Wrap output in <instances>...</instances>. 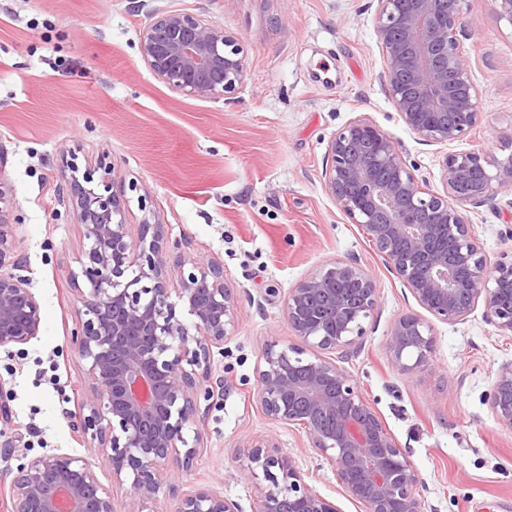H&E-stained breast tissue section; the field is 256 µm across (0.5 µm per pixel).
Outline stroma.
I'll return each instance as SVG.
<instances>
[{"instance_id":"35a3bbf8","label":"stroma","mask_w":512,"mask_h":512,"mask_svg":"<svg viewBox=\"0 0 512 512\" xmlns=\"http://www.w3.org/2000/svg\"><path fill=\"white\" fill-rule=\"evenodd\" d=\"M376 0H0V175L14 187L13 232L42 307L37 339L0 348V380L12 419L0 446L34 458L84 454L72 415L84 385L71 344L77 302L70 281L84 249L58 171L63 152L80 163L108 157L126 188L127 220L163 224L198 262L217 260L238 297V328L213 368L224 399L211 403L204 447L175 472L181 490L204 484L253 512L255 480L240 458L253 438H272L341 512H362L303 431L255 403L267 340H292L283 317L290 288L331 260H357L375 278L380 308L344 369L417 468L426 512H512V428L487 395L512 339L480 315L431 320L430 365L404 374L392 362L393 322L420 313L408 289L358 225L326 192L331 137L363 115L398 145L432 189L445 155L470 149L512 154V25L491 0H466L463 26L481 89L482 117L448 145L424 144L398 118L380 81ZM185 9L238 36L247 77L234 99L186 98L157 80L139 54L150 13ZM488 262L512 250V190L470 210Z\"/></svg>"}]
</instances>
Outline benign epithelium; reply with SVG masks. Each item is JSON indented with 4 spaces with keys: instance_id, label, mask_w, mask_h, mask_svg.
Instances as JSON below:
<instances>
[{
    "instance_id": "benign-epithelium-1",
    "label": "benign epithelium",
    "mask_w": 512,
    "mask_h": 512,
    "mask_svg": "<svg viewBox=\"0 0 512 512\" xmlns=\"http://www.w3.org/2000/svg\"><path fill=\"white\" fill-rule=\"evenodd\" d=\"M465 2L377 0L381 80L399 118L423 142L452 143L480 119V89L463 43ZM139 53L173 92L213 103L231 99L247 76L239 38L193 12L151 14ZM62 168L87 241L70 271L79 304L71 342L88 381L73 415L74 440L106 457L112 481L129 484V512H142L165 491L178 498L176 512H239L235 501L206 486L179 492L174 477L160 470L170 458L192 466L203 445L199 399L224 397L212 357L238 326L237 294L224 281V267L185 254L170 267L164 225L127 221L115 167L81 166L69 151ZM442 170V189L429 188L392 138L359 116L331 138L322 176L342 213L422 309L457 324L480 308L498 335L512 337V252L487 264L466 209L512 188V155L451 153ZM13 195L0 176V347L30 343L42 323L29 280L12 273L21 266L9 220ZM378 310L376 281L355 260L328 262L300 280L288 290L283 314L311 355L288 341H267L256 402L267 417L305 433L364 512H424L408 453L330 357L348 356ZM387 349L403 372L414 374L430 361L432 328L417 314L404 315L392 325ZM488 403L512 428V361L498 369ZM246 469L258 480L254 512H341L265 438L252 440ZM0 485L4 512H115L90 460L67 452L31 458Z\"/></svg>"
}]
</instances>
